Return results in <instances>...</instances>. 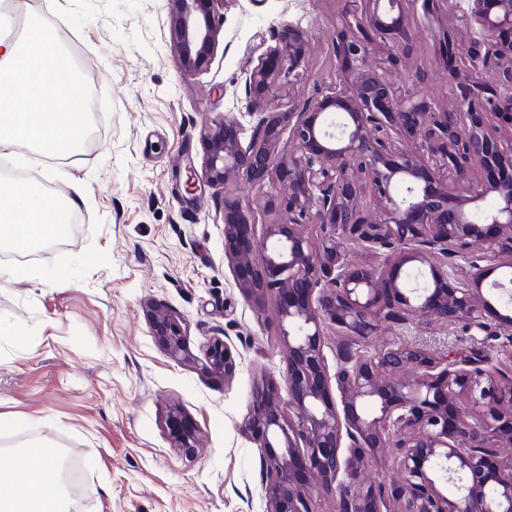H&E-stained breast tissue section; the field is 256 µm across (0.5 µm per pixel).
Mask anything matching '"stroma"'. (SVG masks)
<instances>
[{"instance_id":"1","label":"stroma","mask_w":512,"mask_h":512,"mask_svg":"<svg viewBox=\"0 0 512 512\" xmlns=\"http://www.w3.org/2000/svg\"><path fill=\"white\" fill-rule=\"evenodd\" d=\"M342 7L226 0L212 58L187 75L170 47L172 0H0V37L20 40L27 15L44 16L97 103L92 133L69 157L0 145L54 199L81 193L66 245L19 260L0 246V267L40 273L0 285V420L11 424L0 466L16 447L54 445L76 471L77 512H265L263 459L242 423L258 380L287 379L277 303L242 293L224 256V191L188 190V176L203 165L205 123L251 132L249 109L265 94L245 80L284 25L312 36L296 94L328 92ZM406 10V36L371 45L359 64L447 105L454 86L431 53L430 20L420 0ZM149 303L180 317L195 355L223 339L237 362L232 382L171 359L145 315ZM389 341L508 362L505 337L461 323L393 325L359 348L371 354ZM173 408L198 427L195 452L172 446Z\"/></svg>"}]
</instances>
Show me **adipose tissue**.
I'll list each match as a JSON object with an SVG mask.
<instances>
[{
	"mask_svg": "<svg viewBox=\"0 0 512 512\" xmlns=\"http://www.w3.org/2000/svg\"><path fill=\"white\" fill-rule=\"evenodd\" d=\"M71 208V200L56 203L34 185L0 188V240L24 254L36 243L65 238ZM60 484L55 450H23L14 465L0 470V512H67Z\"/></svg>",
	"mask_w": 512,
	"mask_h": 512,
	"instance_id": "1",
	"label": "adipose tissue"
}]
</instances>
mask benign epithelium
<instances>
[{"label":"benign epithelium","mask_w":512,"mask_h":512,"mask_svg":"<svg viewBox=\"0 0 512 512\" xmlns=\"http://www.w3.org/2000/svg\"><path fill=\"white\" fill-rule=\"evenodd\" d=\"M171 47L180 68L192 73L213 55L216 6L224 0H173ZM342 29L334 60L339 79L321 99L288 98L276 90L301 80L311 36L282 30L252 68L246 85L272 95L247 145L222 122L201 134L203 179L223 187L234 178L263 190L283 186L285 196L264 194L267 212L285 217L255 231L254 200L228 199L225 258L248 297L290 301L278 309L287 359L288 398L279 386L256 383L243 427L259 440L266 468V512H310L308 490L297 483L299 461L335 492V512H512V445L499 422L512 408L469 421L458 410L448 428V404L467 392L473 406L497 400V366L450 351L436 356L409 345H389L366 355L354 346L379 323L416 320L485 327L482 311L494 309L482 293L488 277L512 269V0H471L462 16L473 33L462 47L457 33L438 20L432 51L448 61L454 104L440 107L417 91L402 93L383 74L352 66L368 45L405 33L406 0H342ZM371 196L377 213L365 204ZM492 201L486 208H471ZM320 228L312 247L304 231ZM383 259L382 266L354 265L350 246ZM422 268L403 292L399 273L408 260ZM154 335L181 364L224 378L236 358L213 338L203 357L186 344L179 317L160 305L147 309ZM340 338L336 371L329 372L323 339ZM378 406L369 418L359 412ZM174 446L197 448L195 425L172 416ZM400 451V492L392 510L369 486L352 492L354 480L378 449Z\"/></svg>","instance_id":"7a95c632"}]
</instances>
